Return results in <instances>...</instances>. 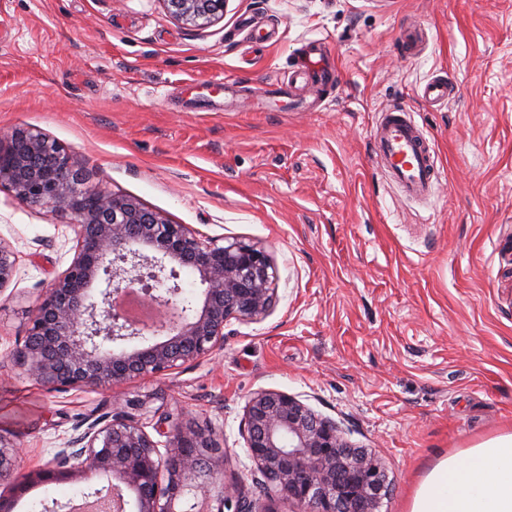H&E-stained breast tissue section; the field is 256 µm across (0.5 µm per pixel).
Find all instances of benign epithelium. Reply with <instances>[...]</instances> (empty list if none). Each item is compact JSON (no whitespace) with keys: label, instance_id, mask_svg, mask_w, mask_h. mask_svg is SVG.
<instances>
[{"label":"benign epithelium","instance_id":"benign-epithelium-1","mask_svg":"<svg viewBox=\"0 0 512 512\" xmlns=\"http://www.w3.org/2000/svg\"><path fill=\"white\" fill-rule=\"evenodd\" d=\"M168 12L193 28L224 15L228 0H162ZM26 206H46L73 216L78 244L70 266L34 309L13 362L49 389L106 388L165 375L224 345L233 319L258 321L277 298V270L258 243L235 239L219 245L185 224L129 197L87 184L63 149L44 133L18 128L0 135V185ZM150 249L145 254L142 249ZM16 253L0 242V291L10 282ZM197 275L201 305L178 306L179 270ZM100 285L95 301L90 287ZM158 310L152 334L160 342L115 353L117 341L140 338L143 329L114 307L128 292ZM154 439L134 419L120 415L103 425L85 420L50 466L21 473L17 447L0 439V512H13L17 497L34 483L70 482L108 475L114 512H255L224 485V448L194 423L158 418ZM244 439L253 473L302 512H380L386 475L375 456L343 439L336 421L316 415L286 392L262 390L247 400ZM165 452H160L159 447Z\"/></svg>","mask_w":512,"mask_h":512}]
</instances>
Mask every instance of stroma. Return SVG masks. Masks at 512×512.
<instances>
[{
  "label": "stroma",
  "mask_w": 512,
  "mask_h": 512,
  "mask_svg": "<svg viewBox=\"0 0 512 512\" xmlns=\"http://www.w3.org/2000/svg\"><path fill=\"white\" fill-rule=\"evenodd\" d=\"M0 132L56 140L90 184L170 222L264 246L278 298L231 321L224 345L154 378L51 390L14 367L32 311L70 265L71 216L0 185V242L18 261L0 293V437L21 471L45 468L85 417L152 426L193 420L225 450L223 481L256 505L242 437L247 399L269 389L332 418L389 480L380 512L410 499L445 457L512 433V0H228L223 18L183 25L162 0H0ZM421 27L407 49L403 33ZM336 84L312 109L253 111L287 83L309 41ZM444 76L455 93L425 104ZM234 80L227 110L189 106V82ZM406 104L440 178L404 198L375 155L381 112ZM106 477L37 484L14 512H65ZM454 93V87L443 76L433 77L427 81L420 92L421 99L429 104H443L448 101Z\"/></svg>",
  "instance_id": "obj_1"
}]
</instances>
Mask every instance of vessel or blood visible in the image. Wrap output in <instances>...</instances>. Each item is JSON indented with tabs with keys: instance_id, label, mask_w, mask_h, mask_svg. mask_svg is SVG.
<instances>
[{
	"instance_id": "1",
	"label": "vessel or blood",
	"mask_w": 512,
	"mask_h": 512,
	"mask_svg": "<svg viewBox=\"0 0 512 512\" xmlns=\"http://www.w3.org/2000/svg\"><path fill=\"white\" fill-rule=\"evenodd\" d=\"M324 56L316 48L308 50V65L300 77L305 82L327 84L332 75L323 67ZM454 87L447 78H431L422 87L421 99L430 105L447 102ZM298 93H282L280 88L262 89L256 108L261 112H279L283 107L299 106ZM377 158L389 179L403 195L411 199L430 198L439 179V171L430 146L419 129L413 111L405 104H397L381 113L376 124Z\"/></svg>"
}]
</instances>
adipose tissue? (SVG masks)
<instances>
[{
  "label": "adipose tissue",
  "mask_w": 512,
  "mask_h": 512,
  "mask_svg": "<svg viewBox=\"0 0 512 512\" xmlns=\"http://www.w3.org/2000/svg\"><path fill=\"white\" fill-rule=\"evenodd\" d=\"M410 512H512V433L439 461L416 489Z\"/></svg>",
  "instance_id": "1"
}]
</instances>
